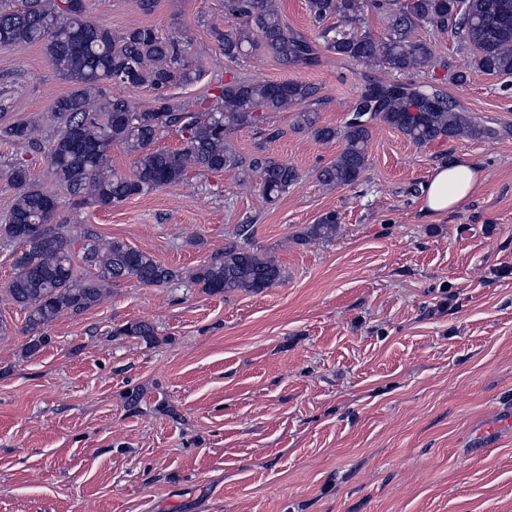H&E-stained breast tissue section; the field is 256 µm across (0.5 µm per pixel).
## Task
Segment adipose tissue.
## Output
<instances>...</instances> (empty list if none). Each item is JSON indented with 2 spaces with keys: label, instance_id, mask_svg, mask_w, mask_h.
Masks as SVG:
<instances>
[{
  "label": "adipose tissue",
  "instance_id": "obj_1",
  "mask_svg": "<svg viewBox=\"0 0 512 512\" xmlns=\"http://www.w3.org/2000/svg\"><path fill=\"white\" fill-rule=\"evenodd\" d=\"M484 177L478 165L464 158L435 167L424 189V209L442 216L461 207L481 186Z\"/></svg>",
  "mask_w": 512,
  "mask_h": 512
}]
</instances>
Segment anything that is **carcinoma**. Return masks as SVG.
I'll list each match as a JSON object with an SVG mask.
<instances>
[{
    "instance_id": "carcinoma-1",
    "label": "carcinoma",
    "mask_w": 512,
    "mask_h": 512,
    "mask_svg": "<svg viewBox=\"0 0 512 512\" xmlns=\"http://www.w3.org/2000/svg\"><path fill=\"white\" fill-rule=\"evenodd\" d=\"M67 0H0V49L40 43L62 79L73 90L56 99V131L47 145L49 173L79 205L112 207L144 191L175 186L188 169L222 172L243 166L241 156L227 143L234 131L258 125L268 112L298 109L296 124L310 129L317 140L337 138L344 147L321 168L319 180L328 186L356 183L366 168L371 122L379 120L416 144L466 135L492 138L496 131L477 125L448 94L437 86L369 81L352 107L358 122L338 130L319 126L318 113L309 109L318 90L299 80L259 82L237 76L214 86L211 97L187 106L176 102L171 88L198 78L190 43L163 39L141 26L114 32L88 20L85 0L73 9ZM313 26L325 49L365 65H379L400 73L418 72L434 60L432 47L414 38L421 24L449 32L474 50V65L481 72L512 76V0H308ZM382 14L386 34L373 38L354 32L366 7ZM229 31L214 29L224 58L236 62L262 48L283 65L296 68L318 61L310 40L288 31L277 0H224ZM334 19L336 23L328 24ZM147 87L153 103L134 110L125 97L109 87ZM185 134L178 150L155 148L171 127ZM37 125L21 123L0 131L18 141H37ZM119 145L133 156L127 173L112 169L110 151ZM261 191L274 201L298 180L296 168L286 162L253 159ZM9 183L15 202L0 225V235L16 242L20 251L14 275L0 288L27 313L26 332L33 334L64 313H80L96 305L112 281L133 277L147 286H161L179 272L150 254L114 239L98 243L80 239L65 224H55L58 202L30 176L27 166L10 167ZM333 213L310 226L308 236L328 241L336 235ZM89 274L77 273L73 253L77 242ZM209 294L258 293L282 279L281 267L248 245L231 244L224 252L189 275ZM120 333L145 340L154 336L147 321L126 324Z\"/></svg>"
}]
</instances>
